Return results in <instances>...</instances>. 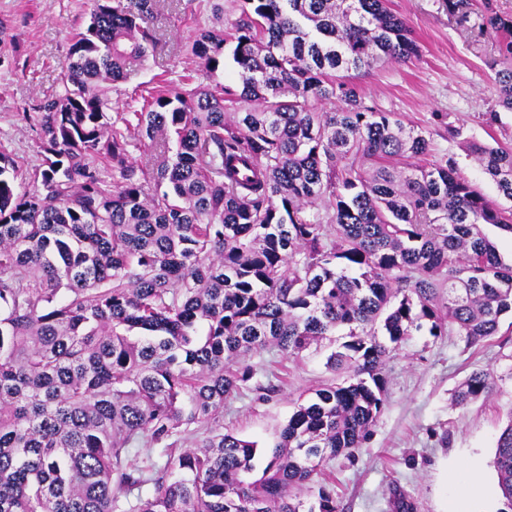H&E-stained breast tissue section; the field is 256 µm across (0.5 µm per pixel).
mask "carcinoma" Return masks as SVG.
Here are the masks:
<instances>
[{"label": "carcinoma", "mask_w": 512, "mask_h": 512, "mask_svg": "<svg viewBox=\"0 0 512 512\" xmlns=\"http://www.w3.org/2000/svg\"><path fill=\"white\" fill-rule=\"evenodd\" d=\"M210 2L190 48L207 83L146 86L112 114L109 86L162 38L154 0H90L39 106L42 164L0 152V512H337L293 490L365 442L389 354L424 328L479 347L512 312V263L483 231L512 237V210L451 160L412 163L424 132L348 86L418 53L388 0H239L234 21ZM485 8L512 112V15ZM142 147L152 164L131 161ZM466 150L512 202V148ZM341 329L342 380L297 405L254 475L257 444L223 424L245 358L297 359ZM493 389L474 370L455 403ZM192 424L207 435L188 446ZM494 467L512 512V420Z\"/></svg>", "instance_id": "carcinoma-1"}]
</instances>
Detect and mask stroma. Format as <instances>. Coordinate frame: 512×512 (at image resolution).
Instances as JSON below:
<instances>
[{
	"mask_svg": "<svg viewBox=\"0 0 512 512\" xmlns=\"http://www.w3.org/2000/svg\"><path fill=\"white\" fill-rule=\"evenodd\" d=\"M487 1L512 14V0H470L465 17L451 13L448 0H390V8L412 27L419 53L405 63L376 66L355 83L366 106L395 113L404 125L424 131L430 160H455L460 173L495 202V186L464 148L472 138L512 144V112L497 106L492 93L490 63L497 52L481 28ZM155 16L165 44L150 56L146 70L113 84V111L133 105L138 84L157 74L176 81L193 66L186 48L207 23L205 7L199 0H157ZM86 21V0H0V148L23 166L41 160L37 107L60 92L61 66ZM452 126L460 137H449ZM342 341L332 336L298 361L274 348L250 358L255 376L249 389L225 401L223 423L226 431L257 442V467H264L297 404L332 382L326 357ZM476 369L493 374V395L454 406L455 389ZM384 374L385 404L363 447L330 460L325 476L304 485L299 496L314 501L327 489L338 512H396L399 495L413 504V512H449L454 506L498 512L493 460L497 438L512 420V313L502 317L499 335L479 348H466L456 335L413 332L387 360ZM271 384L275 392L262 397L261 388ZM473 478L483 492L470 500L461 489Z\"/></svg>",
	"mask_w": 512,
	"mask_h": 512,
	"instance_id": "1",
	"label": "stroma"
}]
</instances>
